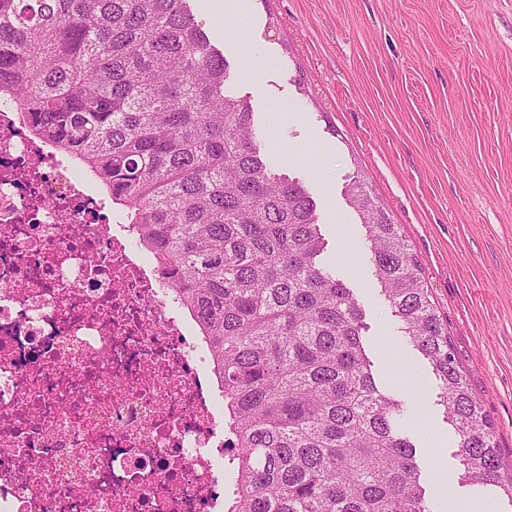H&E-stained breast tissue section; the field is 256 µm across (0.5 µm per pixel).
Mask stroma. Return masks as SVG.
<instances>
[{
	"label": "stroma",
	"instance_id": "stroma-1",
	"mask_svg": "<svg viewBox=\"0 0 512 512\" xmlns=\"http://www.w3.org/2000/svg\"><path fill=\"white\" fill-rule=\"evenodd\" d=\"M193 2L230 65L227 92L250 100L262 152L317 203L324 263L365 310L375 369L406 370L395 385L432 512L443 474L458 503L512 512L461 485L438 383L397 332L346 197L360 179L400 225L512 464V0H249L240 19Z\"/></svg>",
	"mask_w": 512,
	"mask_h": 512
}]
</instances>
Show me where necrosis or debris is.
<instances>
[{
    "label": "necrosis or debris",
    "instance_id": "1",
    "mask_svg": "<svg viewBox=\"0 0 512 512\" xmlns=\"http://www.w3.org/2000/svg\"><path fill=\"white\" fill-rule=\"evenodd\" d=\"M105 208L0 114V512H224L207 345Z\"/></svg>",
    "mask_w": 512,
    "mask_h": 512
}]
</instances>
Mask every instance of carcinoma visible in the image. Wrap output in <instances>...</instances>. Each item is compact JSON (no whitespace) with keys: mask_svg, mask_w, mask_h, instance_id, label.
Instances as JSON below:
<instances>
[{"mask_svg":"<svg viewBox=\"0 0 512 512\" xmlns=\"http://www.w3.org/2000/svg\"><path fill=\"white\" fill-rule=\"evenodd\" d=\"M190 0H0V110L89 172L192 312L224 391L229 512H431L408 405L382 391L353 291L320 257V214L256 143L250 100ZM347 200L399 329L432 367L460 482L512 496L492 421L398 225Z\"/></svg>","mask_w":512,"mask_h":512,"instance_id":"1","label":"carcinoma"}]
</instances>
